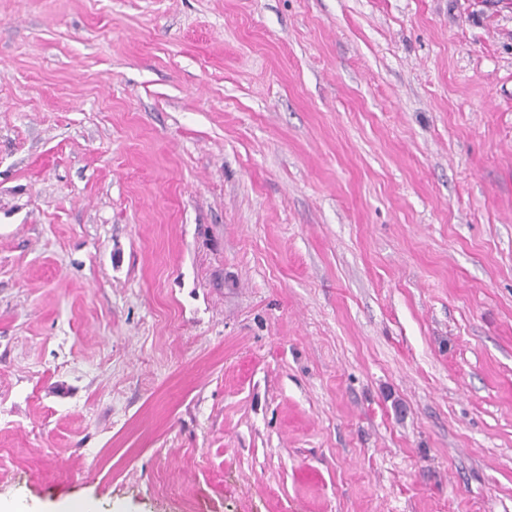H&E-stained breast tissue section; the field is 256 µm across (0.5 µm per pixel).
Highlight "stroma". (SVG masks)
<instances>
[{"label":"stroma","mask_w":512,"mask_h":512,"mask_svg":"<svg viewBox=\"0 0 512 512\" xmlns=\"http://www.w3.org/2000/svg\"><path fill=\"white\" fill-rule=\"evenodd\" d=\"M0 500L512 512V0H0Z\"/></svg>","instance_id":"1"}]
</instances>
